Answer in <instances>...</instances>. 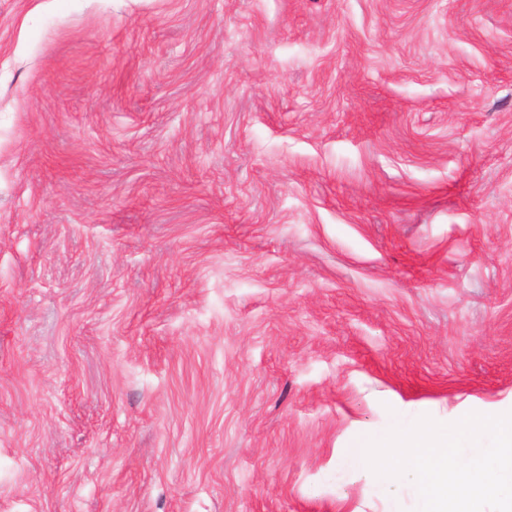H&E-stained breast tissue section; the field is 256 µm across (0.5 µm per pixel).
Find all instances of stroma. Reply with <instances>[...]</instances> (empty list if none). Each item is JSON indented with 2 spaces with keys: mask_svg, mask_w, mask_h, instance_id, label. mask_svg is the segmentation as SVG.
<instances>
[{
  "mask_svg": "<svg viewBox=\"0 0 512 512\" xmlns=\"http://www.w3.org/2000/svg\"><path fill=\"white\" fill-rule=\"evenodd\" d=\"M512 409V0H0V512H414L358 431Z\"/></svg>",
  "mask_w": 512,
  "mask_h": 512,
  "instance_id": "35a3bbf8",
  "label": "stroma"
}]
</instances>
